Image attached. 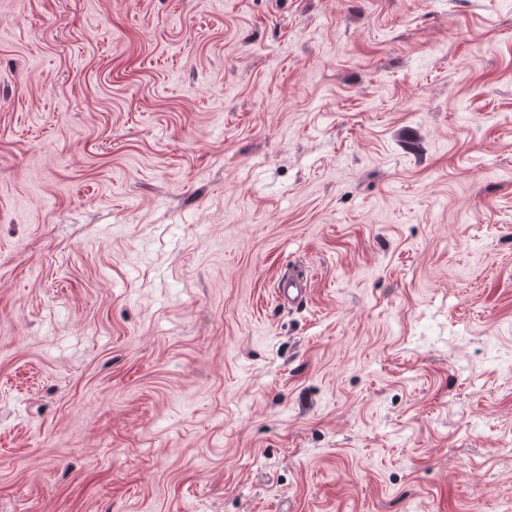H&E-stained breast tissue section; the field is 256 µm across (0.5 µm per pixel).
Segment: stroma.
Returning <instances> with one entry per match:
<instances>
[{"label": "stroma", "instance_id": "obj_1", "mask_svg": "<svg viewBox=\"0 0 512 512\" xmlns=\"http://www.w3.org/2000/svg\"><path fill=\"white\" fill-rule=\"evenodd\" d=\"M0 512H512V0H0Z\"/></svg>", "mask_w": 512, "mask_h": 512}]
</instances>
